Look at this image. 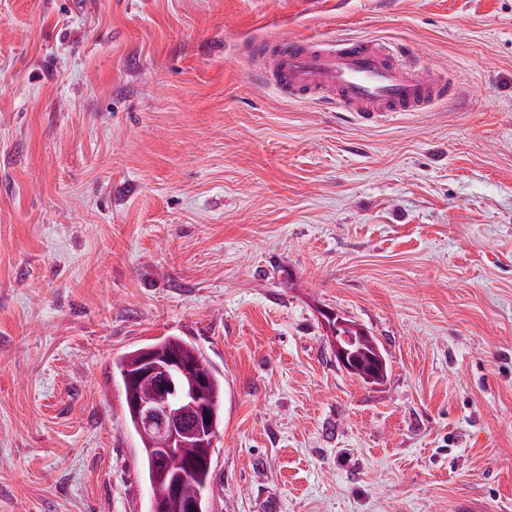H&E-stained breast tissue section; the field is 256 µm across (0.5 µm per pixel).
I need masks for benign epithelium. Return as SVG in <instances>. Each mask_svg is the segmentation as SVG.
I'll return each mask as SVG.
<instances>
[{
  "label": "benign epithelium",
  "instance_id": "obj_1",
  "mask_svg": "<svg viewBox=\"0 0 512 512\" xmlns=\"http://www.w3.org/2000/svg\"><path fill=\"white\" fill-rule=\"evenodd\" d=\"M334 352L344 370L371 383L385 375V359L376 346L363 355H353L336 343ZM205 396L206 381L192 375L170 352L145 351L138 370L128 378L126 404L137 416L139 432L144 437L166 438V447L161 449L163 464L172 471L183 474L192 467L180 453L185 444L213 446L218 427ZM172 506L180 512H196L195 503L180 498L177 483L171 484L169 499L153 505V512H167Z\"/></svg>",
  "mask_w": 512,
  "mask_h": 512
}]
</instances>
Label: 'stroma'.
Returning <instances> with one entry per match:
<instances>
[{
    "label": "stroma",
    "instance_id": "1",
    "mask_svg": "<svg viewBox=\"0 0 512 512\" xmlns=\"http://www.w3.org/2000/svg\"><path fill=\"white\" fill-rule=\"evenodd\" d=\"M337 34L462 106L253 81ZM168 335L224 376L211 512H512V0H0V512H149L113 359ZM334 352L337 362L344 370L358 374L368 382H377L385 375V359L376 345L372 351H368L364 355H353L336 342Z\"/></svg>",
    "mask_w": 512,
    "mask_h": 512
}]
</instances>
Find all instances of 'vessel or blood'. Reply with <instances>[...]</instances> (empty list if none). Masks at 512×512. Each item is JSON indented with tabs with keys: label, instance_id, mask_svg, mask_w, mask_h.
I'll use <instances>...</instances> for the list:
<instances>
[{
	"label": "vessel or blood",
	"instance_id": "b4317fda",
	"mask_svg": "<svg viewBox=\"0 0 512 512\" xmlns=\"http://www.w3.org/2000/svg\"><path fill=\"white\" fill-rule=\"evenodd\" d=\"M253 78L288 99L335 106L366 121L426 112L457 99L444 72L371 38L279 36L252 49Z\"/></svg>",
	"mask_w": 512,
	"mask_h": 512
}]
</instances>
